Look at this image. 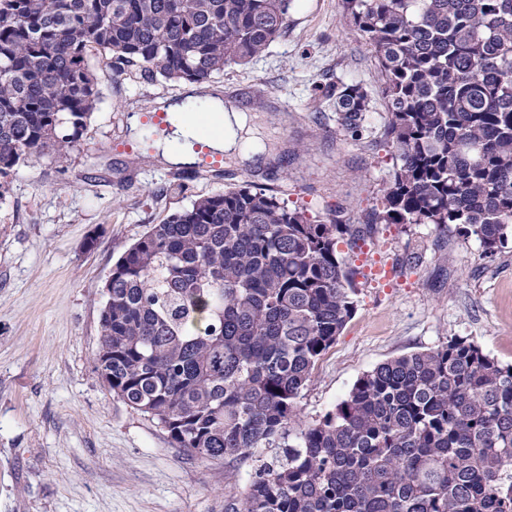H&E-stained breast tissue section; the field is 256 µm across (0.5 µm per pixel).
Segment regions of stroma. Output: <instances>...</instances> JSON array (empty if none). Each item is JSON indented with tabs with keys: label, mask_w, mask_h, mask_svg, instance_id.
Segmentation results:
<instances>
[{
	"label": "stroma",
	"mask_w": 512,
	"mask_h": 512,
	"mask_svg": "<svg viewBox=\"0 0 512 512\" xmlns=\"http://www.w3.org/2000/svg\"><path fill=\"white\" fill-rule=\"evenodd\" d=\"M101 100L66 163L16 168L0 197V512H228L248 479L205 462L109 394L94 370L105 280L153 224L192 200L252 184L315 222L363 226L393 176L372 46L341 0H292L266 53L225 67L211 92L252 109L265 154L215 177L114 150L133 114L187 96V82L115 75L94 61ZM358 83L372 99L360 137L319 88ZM350 253L356 309L299 399L312 421L362 373L458 337L512 364V243L488 259L432 224H379Z\"/></svg>",
	"instance_id": "1"
}]
</instances>
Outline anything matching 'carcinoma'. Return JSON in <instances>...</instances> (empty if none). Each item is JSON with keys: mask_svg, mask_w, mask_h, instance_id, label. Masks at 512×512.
Returning a JSON list of instances; mask_svg holds the SVG:
<instances>
[{"mask_svg": "<svg viewBox=\"0 0 512 512\" xmlns=\"http://www.w3.org/2000/svg\"><path fill=\"white\" fill-rule=\"evenodd\" d=\"M292 0H0V198L73 151L118 75L205 83L260 57ZM373 47L398 163L367 224L512 240V0H342ZM359 134L371 97L323 89ZM349 225L246 184L153 224L112 265L95 372L175 448L250 463L231 512H512V364L452 338L363 373L320 418L298 400L355 310Z\"/></svg>", "mask_w": 512, "mask_h": 512, "instance_id": "carcinoma-1", "label": "carcinoma"}]
</instances>
